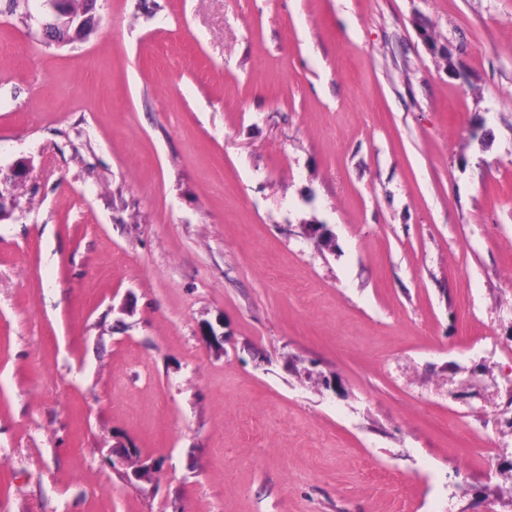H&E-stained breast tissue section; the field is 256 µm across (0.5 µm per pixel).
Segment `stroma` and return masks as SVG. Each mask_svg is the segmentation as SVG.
Wrapping results in <instances>:
<instances>
[{
  "label": "stroma",
  "mask_w": 512,
  "mask_h": 512,
  "mask_svg": "<svg viewBox=\"0 0 512 512\" xmlns=\"http://www.w3.org/2000/svg\"><path fill=\"white\" fill-rule=\"evenodd\" d=\"M93 14L0 0V512H512V0ZM40 7L43 12L53 17L52 22L44 24L43 35L47 38L49 36L50 27L54 25L64 24L66 26H73L75 30H78L85 25L88 16H84L82 12L74 13L66 10L61 6V0H38ZM60 18H65L60 22ZM27 169L28 163L25 160H17L5 170L0 165V220L13 205L14 189L25 177Z\"/></svg>",
  "instance_id": "35a3bbf8"
}]
</instances>
